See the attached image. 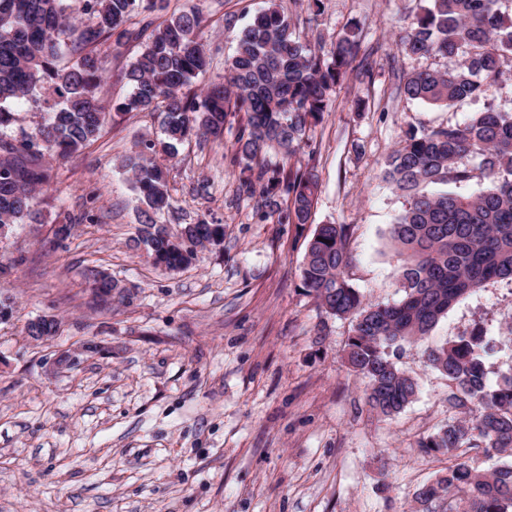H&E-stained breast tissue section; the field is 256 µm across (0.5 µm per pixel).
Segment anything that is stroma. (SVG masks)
<instances>
[{"label": "stroma", "instance_id": "stroma-1", "mask_svg": "<svg viewBox=\"0 0 512 512\" xmlns=\"http://www.w3.org/2000/svg\"><path fill=\"white\" fill-rule=\"evenodd\" d=\"M309 41H331L358 25L372 49L369 78L337 88L330 112L285 168L315 174L310 223L258 221L257 198L237 193L232 159L241 116L221 144L189 139L168 160L171 230L205 219L223 243L189 268H155L136 244L138 200L120 162L160 136L158 115L106 117L100 139L68 160L47 159L53 179L40 221L0 241V512H416L419 487L448 455L421 438L456 417L446 377L428 349L481 329L490 380L512 372V281L493 280L461 297L398 366L419 385L416 399L386 418L365 402L363 380L343 353L352 324L330 316L302 285L316 225L349 227L348 274L370 302L398 300L401 262L388 231L406 198L383 179L406 132L460 123L487 102L512 110V80L454 106L407 101L401 71L444 69L450 60L409 57L396 41L420 0H278ZM209 18L211 77L224 73L244 13L265 0H167ZM140 50L102 45L101 96L127 95L125 72ZM74 230L53 243L52 228ZM109 273L128 299L97 298L86 269ZM60 321L37 344L28 322ZM73 361L58 370V351Z\"/></svg>", "mask_w": 512, "mask_h": 512}]
</instances>
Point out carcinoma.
<instances>
[{
  "label": "carcinoma",
  "instance_id": "obj_1",
  "mask_svg": "<svg viewBox=\"0 0 512 512\" xmlns=\"http://www.w3.org/2000/svg\"><path fill=\"white\" fill-rule=\"evenodd\" d=\"M164 0H0V225L33 220L35 201L49 184L45 157L68 159L102 135L106 115L157 112L162 140H145L121 161L142 205L138 243L158 267L175 271L198 260V250L223 241L224 225L200 219L174 235L155 216L170 207L168 168L177 145L194 135L218 140L228 116L242 114L237 155L241 186L262 198L260 219L306 224L318 184L313 174L285 170L267 159L289 158L307 132L330 111L336 86L356 71L370 72L371 52L361 51L358 26L330 44L311 46L296 32L276 0L256 12L236 36L224 76L193 84L210 69L203 33L207 20L193 8L159 23L134 19ZM506 0H427L398 46L408 56L453 59L447 69L402 75L413 101L453 106L500 85L512 60V15ZM142 41L126 72L127 97L110 106L100 96L104 67L100 46ZM25 102L45 112L33 129L3 130ZM488 181L476 194L448 183ZM383 178L407 198L388 238L401 257L394 303H372L347 276L345 224H320L302 266L304 288L319 306L351 320L345 360L365 382V400L392 417L418 393L414 377L396 364L405 343L421 340L461 296L498 278L512 279V114L492 105L462 122L406 135L390 155ZM98 296L124 290L107 275H88ZM480 329L427 353V363L448 379L458 418L420 440L418 447L454 455L481 448L505 462L484 470L458 458L415 500L423 512L448 498V512H512V373L490 383Z\"/></svg>",
  "mask_w": 512,
  "mask_h": 512
}]
</instances>
